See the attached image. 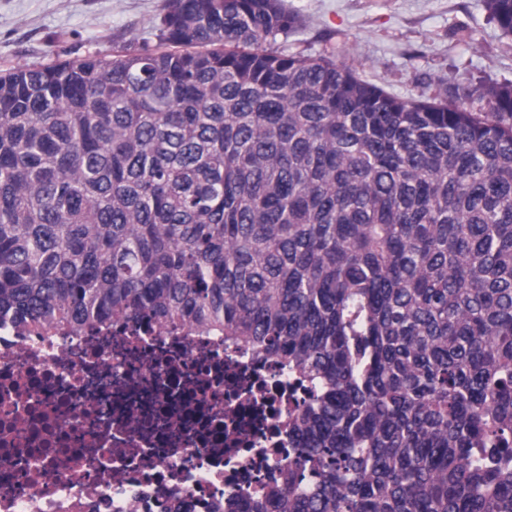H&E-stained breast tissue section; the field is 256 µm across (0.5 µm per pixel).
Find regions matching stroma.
I'll return each mask as SVG.
<instances>
[{
    "label": "stroma",
    "instance_id": "obj_1",
    "mask_svg": "<svg viewBox=\"0 0 512 512\" xmlns=\"http://www.w3.org/2000/svg\"><path fill=\"white\" fill-rule=\"evenodd\" d=\"M285 2L303 19L286 51L316 55L345 41L343 62L393 95L512 80V51L482 0ZM165 7L166 0H0V71L155 43L152 23Z\"/></svg>",
    "mask_w": 512,
    "mask_h": 512
}]
</instances>
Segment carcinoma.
Segmentation results:
<instances>
[{"instance_id":"1","label":"carcinoma","mask_w":512,"mask_h":512,"mask_svg":"<svg viewBox=\"0 0 512 512\" xmlns=\"http://www.w3.org/2000/svg\"><path fill=\"white\" fill-rule=\"evenodd\" d=\"M300 26L168 0L154 48L0 72V323L276 358L295 454L217 512H512V81L398 97Z\"/></svg>"}]
</instances>
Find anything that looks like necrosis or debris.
Segmentation results:
<instances>
[{
    "instance_id": "1",
    "label": "necrosis or debris",
    "mask_w": 512,
    "mask_h": 512,
    "mask_svg": "<svg viewBox=\"0 0 512 512\" xmlns=\"http://www.w3.org/2000/svg\"><path fill=\"white\" fill-rule=\"evenodd\" d=\"M302 391L192 330L55 341L0 324V512H215L281 477Z\"/></svg>"
}]
</instances>
